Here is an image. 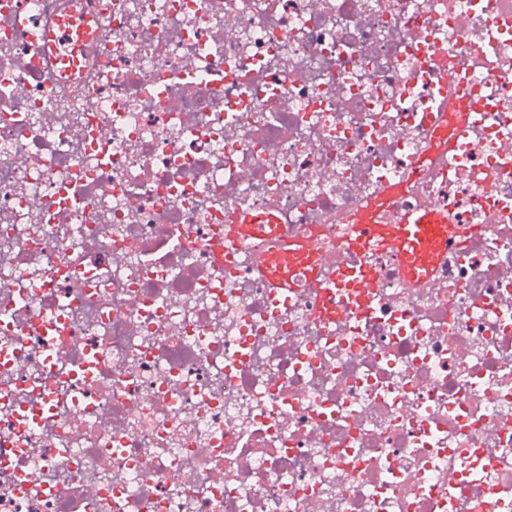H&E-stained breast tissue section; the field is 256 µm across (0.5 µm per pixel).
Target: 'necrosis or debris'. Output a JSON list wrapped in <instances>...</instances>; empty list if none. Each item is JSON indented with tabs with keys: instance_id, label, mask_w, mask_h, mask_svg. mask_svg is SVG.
<instances>
[{
	"instance_id": "4bbe7bcc",
	"label": "necrosis or debris",
	"mask_w": 512,
	"mask_h": 512,
	"mask_svg": "<svg viewBox=\"0 0 512 512\" xmlns=\"http://www.w3.org/2000/svg\"><path fill=\"white\" fill-rule=\"evenodd\" d=\"M385 194L426 282L348 247ZM0 512H512V0H0ZM76 26L78 27L79 23L75 19H68L64 24H61L59 34L51 32L46 35V40L48 41L47 45L51 48L49 56L52 59L59 60L61 63L70 64V57L57 55L55 48H57V45H65L68 42L67 37L73 33L72 27ZM386 202L361 215L352 229L349 247L364 254L375 248L391 249L409 278H427L433 262L448 245L452 230L448 218L432 209L419 208L404 214L398 224H380L377 211ZM233 232L277 239V247L267 259L266 273L281 291H288L301 280L316 278V264L308 242L300 238L288 239L274 216L267 214L245 217L242 225H235ZM367 277L364 269L356 270L353 267L342 266L336 268V276L323 283L322 296L325 301L321 308L324 316L333 313L332 301L342 297L354 309L364 311L369 309L372 295L367 293L363 282Z\"/></svg>"
}]
</instances>
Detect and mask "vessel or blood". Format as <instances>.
I'll return each instance as SVG.
<instances>
[{"mask_svg":"<svg viewBox=\"0 0 512 512\" xmlns=\"http://www.w3.org/2000/svg\"><path fill=\"white\" fill-rule=\"evenodd\" d=\"M239 232L276 240L277 246L267 259L268 278L281 291H288L304 279L317 276L313 253L306 241L288 238L272 215L244 218ZM452 227L447 217L428 208H419L404 214L399 223L382 224L376 210L365 211L359 224L354 225L349 246L359 253L373 249H388L396 254L404 273L412 279L429 276L435 259L448 245ZM366 270L348 266L337 268L336 275L322 287L323 315H331L335 298L345 299L354 309H369L372 296L363 282Z\"/></svg>","mask_w":512,"mask_h":512,"instance_id":"obj_1","label":"vessel or blood"}]
</instances>
